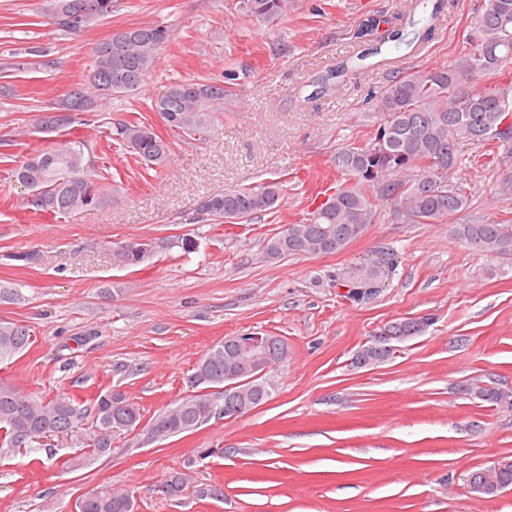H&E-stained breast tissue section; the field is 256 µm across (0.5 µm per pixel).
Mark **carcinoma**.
Segmentation results:
<instances>
[{
	"instance_id": "1",
	"label": "carcinoma",
	"mask_w": 512,
	"mask_h": 512,
	"mask_svg": "<svg viewBox=\"0 0 512 512\" xmlns=\"http://www.w3.org/2000/svg\"><path fill=\"white\" fill-rule=\"evenodd\" d=\"M289 0H243V9L261 19H273L288 10ZM444 7L435 0L429 16L411 21V30L396 29L376 45L371 37L376 21L363 23L356 38L367 44L359 54L342 59L312 82L310 100L343 86L348 72L369 71L370 59L382 54V46L398 49L431 38L433 21ZM112 13V0H49L45 18L57 29L78 35L93 21ZM170 31L145 25L115 32L93 52L86 81L41 115L39 125L47 134L70 130L77 116L92 112L99 102L140 91L156 67ZM512 61V0H481L473 26L457 59L446 66L400 72L376 96V122L366 143L351 142L336 149L331 163L340 179L323 191V200L309 217L271 236L265 246L270 260L298 255H328L345 249L374 223L377 202L394 199L404 221L434 224L465 210L467 196L452 180L460 148L465 144L484 149L488 156L500 151L512 154V75L504 64ZM494 86L477 89L479 80ZM230 87L181 81L171 83L152 100V108L165 126L183 140L204 141L214 129L215 114L224 109ZM107 137L137 156L149 169H163L171 156L170 142L143 122L115 125ZM18 181L34 190L29 209L40 214L72 216L100 206L108 188L96 170L83 140H52L36 149L12 171ZM278 181H261L226 188L209 194L200 210L217 224H239L262 213L273 212L281 198ZM451 235L470 249L501 256L512 255V222L480 220L453 224ZM118 254L126 266L144 263L158 250L178 247L196 249L190 237L177 240H130ZM394 261L372 260L340 268L328 275V285L346 289V298L358 302L378 293L390 281ZM430 319H397L364 345L356 363L362 367L391 358L398 344L421 336ZM31 343L30 330L16 323H0V361H7ZM221 342L199 359L189 376L193 388L224 384L233 368L226 365ZM266 353L275 364L288 360V345L269 337ZM461 391L482 401L500 404L507 395L496 386L467 383ZM271 387L265 383L237 400H224L220 409L206 394L190 396L159 413L150 423L148 438L166 439L190 433L210 418L230 417L240 408L266 403ZM86 409L67 396L46 398L23 394L14 385L0 381V430L7 444L29 443L44 437L64 435L82 420ZM96 433L85 458H101L112 452V434L129 432L141 421L140 408L120 391L108 390L94 401ZM496 483L487 481L485 470L469 473L471 493L493 496L512 487V460L498 463ZM186 488L184 476L172 472L159 485L166 497H178ZM78 512H135L132 495L110 489L91 490L76 502Z\"/></svg>"
}]
</instances>
